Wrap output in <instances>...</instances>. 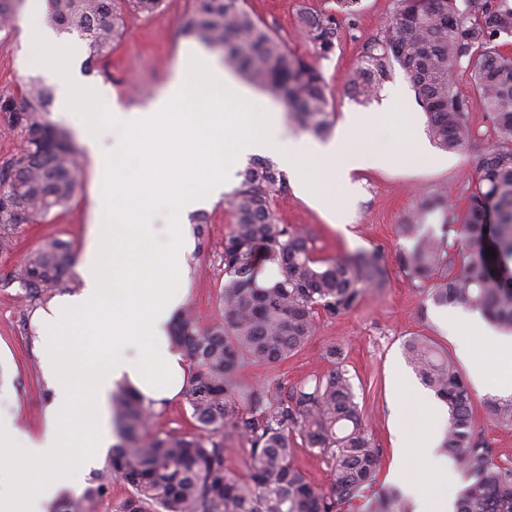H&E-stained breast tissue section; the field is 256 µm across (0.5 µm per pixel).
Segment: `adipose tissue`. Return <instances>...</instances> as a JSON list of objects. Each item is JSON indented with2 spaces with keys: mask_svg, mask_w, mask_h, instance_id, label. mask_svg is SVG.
Returning a JSON list of instances; mask_svg holds the SVG:
<instances>
[{
  "mask_svg": "<svg viewBox=\"0 0 512 512\" xmlns=\"http://www.w3.org/2000/svg\"><path fill=\"white\" fill-rule=\"evenodd\" d=\"M227 87L231 97L214 95ZM251 91L215 61L178 71L146 108L111 104L113 122L129 130L121 158L103 156L96 113L77 125L79 143L98 170L95 222L76 267L81 286L54 296L34 314V344L49 392L38 426L0 412V512H49L65 491L80 489L76 469L97 466L115 443L109 406L121 384L153 406L185 385L187 362L170 342V325L187 296L194 250L182 214L224 193V156L263 152L279 159L301 194L343 226V206L315 189L310 168L355 192L362 158L381 165L380 144L364 113H347L335 137L310 142L288 135L278 111L249 122ZM136 159L129 167L128 159ZM168 203L173 221L158 227ZM165 235L164 250L154 247Z\"/></svg>",
  "mask_w": 512,
  "mask_h": 512,
  "instance_id": "1",
  "label": "adipose tissue"
}]
</instances>
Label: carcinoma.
Masks as SVG:
<instances>
[{
	"label": "carcinoma",
	"mask_w": 512,
	"mask_h": 512,
	"mask_svg": "<svg viewBox=\"0 0 512 512\" xmlns=\"http://www.w3.org/2000/svg\"><path fill=\"white\" fill-rule=\"evenodd\" d=\"M360 0H336L331 12H305L298 27L312 56L327 58L340 38L339 17L353 19ZM61 33H76L89 62L105 59L123 26L117 0H63L46 17ZM181 32L224 55V63L279 99L303 127L323 136L331 128L330 95L320 70L292 52L271 26L254 18L244 0H192ZM512 37V0H484L466 12L459 0H396L381 31L365 47L346 80L351 98L363 103L388 81L391 62L405 71L425 113L429 137L455 151L475 136L468 101L452 82L453 71H470L487 115L490 143L468 187L460 224L464 235L427 232L423 221L446 197L424 204L399 234L412 242L401 264L436 307L464 305L504 332L512 331V55L499 40ZM50 90L28 86L17 101L0 97V115L21 139L0 164V228L35 224L72 200L81 178L77 149L47 119ZM232 197V224L224 237L221 322L199 328L181 311L172 340L187 359L185 400L202 434L155 432L152 406L137 390L112 395L119 443L108 463L93 473L66 512H96L119 476L130 487L113 512H343L368 497L377 481L380 449L363 420L345 358L331 345L330 371L282 393L270 381L243 394L232 374L243 358L280 364L315 335L320 314L354 310L372 285L382 284L381 252L317 258L309 238L280 223L274 199L285 183L273 164L256 160L239 173ZM488 232H483V229ZM495 256L486 255L487 249ZM68 246L46 241L29 251L14 278L37 298L63 284L71 266ZM408 364L448 408L441 447L450 448L466 485L456 512H512V461L498 460L480 440L472 414V391L448 354L427 336L409 337ZM494 422L512 429V399L490 402ZM247 446L246 473L227 469L229 442ZM317 451L333 473L329 487L312 480L294 459L295 442Z\"/></svg>",
	"instance_id": "obj_1"
}]
</instances>
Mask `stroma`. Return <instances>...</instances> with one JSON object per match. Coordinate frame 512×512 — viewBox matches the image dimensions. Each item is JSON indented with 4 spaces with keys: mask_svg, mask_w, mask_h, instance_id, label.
Instances as JSON below:
<instances>
[{
    "mask_svg": "<svg viewBox=\"0 0 512 512\" xmlns=\"http://www.w3.org/2000/svg\"><path fill=\"white\" fill-rule=\"evenodd\" d=\"M191 3L192 0H163L161 7L150 15L126 11L122 38L111 55L92 69L86 66L85 43L77 36H67L66 41L74 45L75 53L61 59L54 76L49 77L33 55V46L22 24L27 0H15L10 24L0 26V96L20 97L33 80L43 82L55 92L60 80L76 73L82 80L105 89L123 107H146L161 94L180 65L203 49L200 42L179 31V23L188 14ZM244 4L254 17L272 25L288 47L306 55L310 49L298 33L299 15L329 9L334 2L244 0ZM361 5L357 25L342 22L335 54L317 60L316 65L331 91L333 122L341 123L346 113L359 110L374 116L372 131L389 146L388 161L353 172L357 197L344 228L330 224L325 214L305 199L291 181L276 199L275 211L281 222L294 225L310 239L316 256L345 258L359 250L381 251L386 282L383 287L368 289L353 311L338 317L321 315L312 340L287 362L270 366L244 359L232 379L243 392L271 379L278 380L287 391L300 381L327 374L330 366L324 351L331 344L339 347L345 355L367 428L381 452L378 487L385 490L391 486L390 469L402 462H413L409 471L412 478L432 474L431 465L416 449L403 450L398 446L393 412V381L397 375H404L411 387L403 397V406L412 432L428 428L438 433L445 430L444 423L428 419L427 399L432 392L408 365L403 354L405 340L414 333L431 337L465 375L470 372V363L461 355L460 348L473 340L466 327L449 328L445 309L425 301L403 269L399 257L410 243L399 236L397 226L428 197L447 196L455 214L465 211L467 188L476 174V163L488 146L484 131L489 121L470 76L463 69L454 76V86L468 101L470 121L478 136L457 152H445L432 145L426 155L414 156L410 133L425 131L426 118L400 66H393L390 80L376 99L363 106L351 101L345 91V79L359 62L365 44L392 14L395 0H362ZM387 100L393 103L389 114L382 111ZM81 164L82 178L68 206L53 210L40 223L18 225L14 248L0 252V409L18 413L32 424L39 422L49 393L38 370L30 319L47 298L26 297L12 275L29 250L49 239L66 242L73 256H80L94 221L91 186L96 176L89 158H82ZM203 213L206 224L190 226L195 250L189 260L187 304L194 311L197 325L209 327L220 320L224 236L232 213L224 200L205 207ZM490 398V392L483 389L473 391L477 430L497 458L512 460V430L493 424L487 405Z\"/></svg>",
    "mask_w": 512,
    "mask_h": 512,
    "instance_id": "stroma-1",
    "label": "stroma"
}]
</instances>
